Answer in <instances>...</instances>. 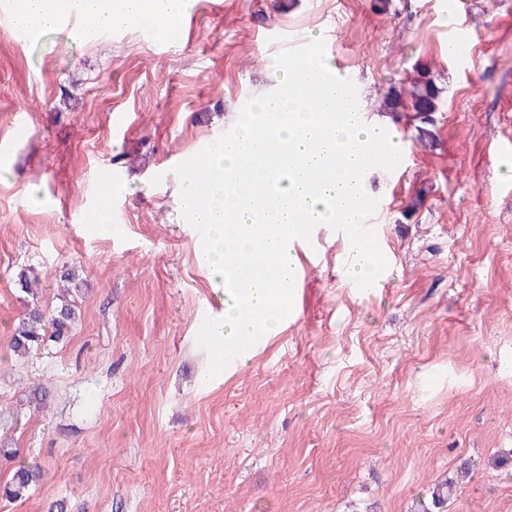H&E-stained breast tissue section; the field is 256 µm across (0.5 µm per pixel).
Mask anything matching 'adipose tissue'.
Listing matches in <instances>:
<instances>
[{"mask_svg":"<svg viewBox=\"0 0 512 512\" xmlns=\"http://www.w3.org/2000/svg\"><path fill=\"white\" fill-rule=\"evenodd\" d=\"M190 6V0H84L87 15L99 24L150 26L158 40L167 42L175 35L177 22ZM71 0H22L12 23L17 27L50 28L69 13Z\"/></svg>","mask_w":512,"mask_h":512,"instance_id":"ef3b65f1","label":"adipose tissue"}]
</instances>
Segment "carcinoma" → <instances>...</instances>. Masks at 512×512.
Returning <instances> with one entry per match:
<instances>
[{"label": "carcinoma", "instance_id": "carcinoma-1", "mask_svg": "<svg viewBox=\"0 0 512 512\" xmlns=\"http://www.w3.org/2000/svg\"><path fill=\"white\" fill-rule=\"evenodd\" d=\"M440 89L434 84L426 72H417V77L410 80L408 86L394 92L393 107L403 104L404 99L410 100L411 109L417 121L424 124L433 122L432 116L439 111ZM65 296L53 307H45L38 301V289L31 287V279L27 271L19 273L18 283L22 292L31 297L27 303V312L7 337V351L15 358H26L39 349L45 341L56 343L68 339L78 322V307L69 294L79 292L77 273L68 270L62 274ZM48 395L41 388H33L23 394V404L36 409L46 405ZM0 457L14 462L12 477L3 486V496L21 499L27 495L31 487L42 478L40 466L29 460L18 459L15 448H0ZM453 480L446 478L433 483L426 496L416 502L415 512H446L448 500L453 492Z\"/></svg>", "mask_w": 512, "mask_h": 512}]
</instances>
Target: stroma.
Returning a JSON list of instances; mask_svg holds the SVG:
<instances>
[{
    "instance_id": "stroma-1",
    "label": "stroma",
    "mask_w": 512,
    "mask_h": 512,
    "mask_svg": "<svg viewBox=\"0 0 512 512\" xmlns=\"http://www.w3.org/2000/svg\"><path fill=\"white\" fill-rule=\"evenodd\" d=\"M9 3L0 340L26 312L20 270L46 306L63 271L84 285L67 342L25 360L0 347V444L45 472L0 512H413L465 462L447 512H512V472L495 465L512 448V0H463L461 65L444 0H192L172 42L138 27L89 36L70 15L37 44ZM315 34L410 155L401 176H365L389 205L386 279L350 288L348 241L322 233L298 265L294 318L209 380L197 329L224 307L177 218L174 168L275 89L270 58ZM420 70L442 90L427 127L383 107ZM104 200L109 238L85 220ZM37 384L40 412L20 404Z\"/></svg>"
}]
</instances>
